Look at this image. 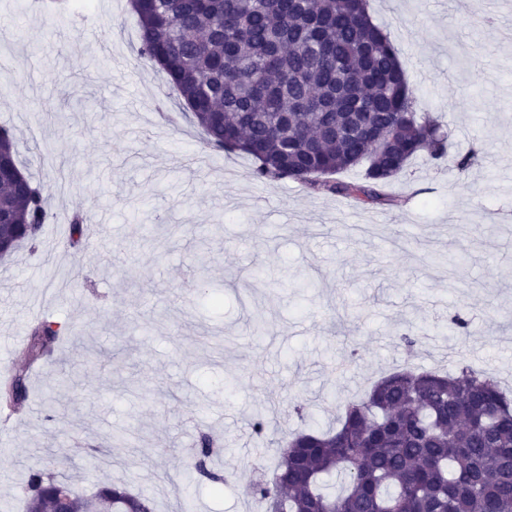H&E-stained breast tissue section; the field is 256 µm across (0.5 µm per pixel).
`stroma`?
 Returning a JSON list of instances; mask_svg holds the SVG:
<instances>
[{
	"instance_id": "35a3bbf8",
	"label": "stroma",
	"mask_w": 512,
	"mask_h": 512,
	"mask_svg": "<svg viewBox=\"0 0 512 512\" xmlns=\"http://www.w3.org/2000/svg\"><path fill=\"white\" fill-rule=\"evenodd\" d=\"M23 3L0 0V125L55 216L0 261V365H20L29 325L49 316L71 332L59 348L74 375L57 393L56 365L31 370L25 411L0 421V512H22L35 467L176 512L204 433L222 442L226 482L193 487L197 507L260 512L246 486L274 469L278 440L334 424L390 372H456L455 344L512 389V0H369L416 110L449 133L448 161L392 181L394 206L260 183L247 155L207 146L164 74L138 66L129 0L50 23ZM86 214L97 234L67 247ZM256 414L271 423L261 446Z\"/></svg>"
}]
</instances>
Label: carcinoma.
<instances>
[{
    "label": "carcinoma",
    "mask_w": 512,
    "mask_h": 512,
    "mask_svg": "<svg viewBox=\"0 0 512 512\" xmlns=\"http://www.w3.org/2000/svg\"><path fill=\"white\" fill-rule=\"evenodd\" d=\"M140 25L139 63L159 68L203 129L208 145L238 150L260 182L299 180L361 205L391 206L390 183L423 154L448 155L439 120L415 109L399 51L366 0H131ZM363 122L391 136L378 152L368 133L330 135ZM0 159L20 171L15 134L0 125ZM364 167L358 181L334 178ZM0 178V240L13 251L36 241L51 214L27 177ZM64 335L34 323L27 368L0 383L11 414L29 400L28 368ZM203 434L186 462L187 486L224 484ZM340 477L342 492L325 478ZM25 512H155L146 493L103 486L78 491L47 469L23 480ZM267 512H512V395L489 374L401 370L344 410L339 426L298 432L280 449L271 478L250 484Z\"/></svg>",
    "instance_id": "obj_1"
}]
</instances>
